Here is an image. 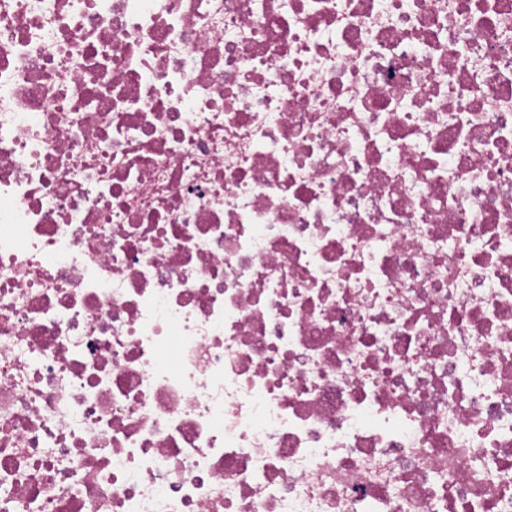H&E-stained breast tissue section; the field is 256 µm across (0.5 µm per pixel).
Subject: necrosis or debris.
<instances>
[{
  "mask_svg": "<svg viewBox=\"0 0 512 512\" xmlns=\"http://www.w3.org/2000/svg\"><path fill=\"white\" fill-rule=\"evenodd\" d=\"M0 512H512V0H0Z\"/></svg>",
  "mask_w": 512,
  "mask_h": 512,
  "instance_id": "1",
  "label": "necrosis or debris"
}]
</instances>
